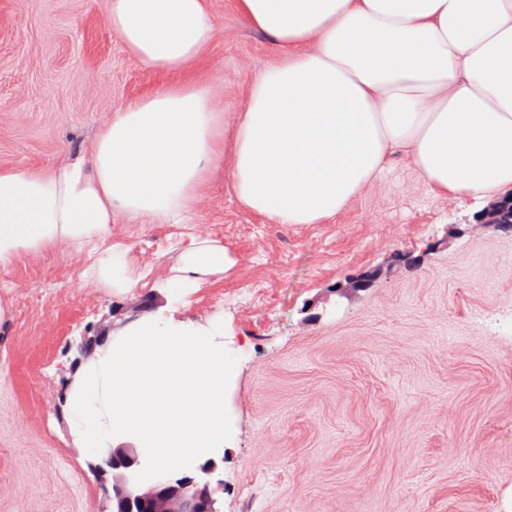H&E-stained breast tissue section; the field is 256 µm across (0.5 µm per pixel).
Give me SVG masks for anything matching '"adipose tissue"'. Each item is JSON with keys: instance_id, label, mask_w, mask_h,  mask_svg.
Segmentation results:
<instances>
[{"instance_id": "ef3b65f1", "label": "adipose tissue", "mask_w": 512, "mask_h": 512, "mask_svg": "<svg viewBox=\"0 0 512 512\" xmlns=\"http://www.w3.org/2000/svg\"><path fill=\"white\" fill-rule=\"evenodd\" d=\"M234 2L274 52L229 117L196 76L212 0H108L127 54L170 81L113 112L89 152L0 168V265L86 249V276L133 288L143 274L111 244L113 218L184 223L221 168L272 224L334 219L397 155L440 197L485 204L512 190V0ZM231 264L199 242L166 278L167 300L187 302Z\"/></svg>"}]
</instances>
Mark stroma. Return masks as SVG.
<instances>
[{
    "label": "stroma",
    "instance_id": "1",
    "mask_svg": "<svg viewBox=\"0 0 512 512\" xmlns=\"http://www.w3.org/2000/svg\"><path fill=\"white\" fill-rule=\"evenodd\" d=\"M213 0L207 67L236 111L270 43ZM107 0H0V166L90 150L130 100L163 87L106 23ZM435 196L408 158L324 224H271L209 184L187 224L116 220L144 274L116 293L59 248L0 266V512H99L103 492L57 415L94 327L224 322L232 435L210 480L219 512H512V232ZM234 264L186 306L163 282L196 241ZM372 273L369 286L337 285Z\"/></svg>",
    "mask_w": 512,
    "mask_h": 512
}]
</instances>
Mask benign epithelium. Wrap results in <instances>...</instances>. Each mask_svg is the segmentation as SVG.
Segmentation results:
<instances>
[{"mask_svg":"<svg viewBox=\"0 0 512 512\" xmlns=\"http://www.w3.org/2000/svg\"><path fill=\"white\" fill-rule=\"evenodd\" d=\"M476 222L497 230H512V191L477 213ZM140 460L132 448L119 447L101 463L89 468L104 488L100 512H220L215 490L207 479L217 467L208 461L200 474L172 479L168 476L138 483Z\"/></svg>","mask_w":512,"mask_h":512,"instance_id":"obj_1","label":"benign epithelium"}]
</instances>
